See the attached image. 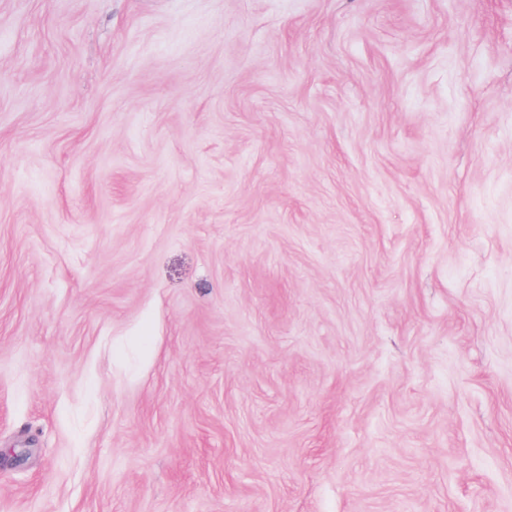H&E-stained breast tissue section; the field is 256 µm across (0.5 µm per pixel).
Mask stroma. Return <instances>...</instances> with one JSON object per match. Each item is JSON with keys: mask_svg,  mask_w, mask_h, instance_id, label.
<instances>
[{"mask_svg": "<svg viewBox=\"0 0 512 512\" xmlns=\"http://www.w3.org/2000/svg\"><path fill=\"white\" fill-rule=\"evenodd\" d=\"M0 512H512V0H0Z\"/></svg>", "mask_w": 512, "mask_h": 512, "instance_id": "stroma-1", "label": "stroma"}]
</instances>
